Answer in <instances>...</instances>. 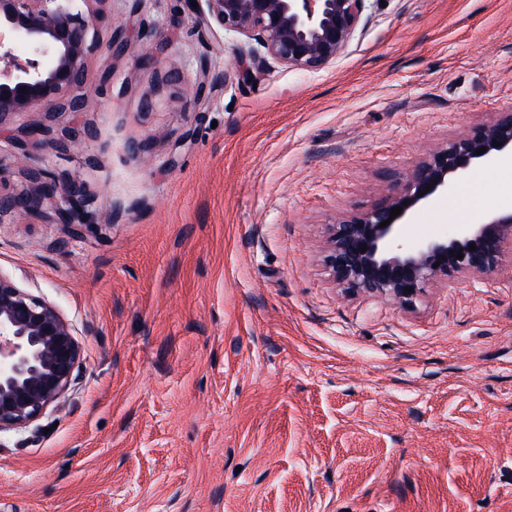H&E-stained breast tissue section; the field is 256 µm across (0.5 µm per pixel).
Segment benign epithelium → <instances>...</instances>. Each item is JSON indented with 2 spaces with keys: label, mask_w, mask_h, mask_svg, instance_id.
Listing matches in <instances>:
<instances>
[{
  "label": "benign epithelium",
  "mask_w": 512,
  "mask_h": 512,
  "mask_svg": "<svg viewBox=\"0 0 512 512\" xmlns=\"http://www.w3.org/2000/svg\"><path fill=\"white\" fill-rule=\"evenodd\" d=\"M82 2L77 6L76 2ZM108 0H0V122L11 114L48 108L82 109L84 59ZM196 33L216 24L241 37L247 53L290 68L320 70L338 58L356 32L366 0H186ZM21 47L27 53L20 55ZM107 47L115 56L131 49L123 30L112 31ZM211 59L199 58L197 80L184 110L193 112L213 87ZM47 130L32 125L13 141L24 158ZM499 142L493 146V142ZM487 151L477 155L481 148ZM512 151V113L471 130L420 161L405 177L387 176V198L370 211L331 227L325 261L338 283L351 291L411 305L426 285L457 273H492L512 251V213L482 224H463L453 238L402 241L403 224L435 196L449 194L474 164H489ZM50 202L49 223L81 233L91 199L74 178L39 173L32 193L0 197V223L18 210ZM403 211L382 228L391 209ZM476 250H469V245ZM463 250V258L456 251ZM438 267H433V264ZM413 292H407L408 288ZM81 360L71 323L52 303L0 273V432L27 429L70 388Z\"/></svg>",
  "instance_id": "obj_1"
}]
</instances>
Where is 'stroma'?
Instances as JSON below:
<instances>
[{
  "label": "stroma",
  "mask_w": 512,
  "mask_h": 512,
  "mask_svg": "<svg viewBox=\"0 0 512 512\" xmlns=\"http://www.w3.org/2000/svg\"><path fill=\"white\" fill-rule=\"evenodd\" d=\"M183 8L108 0L85 108L0 121L1 194L51 169L95 197L78 237L0 224V272L83 353L37 429L0 433V512H512V256L410 306L324 261L386 175L512 113V0H366L335 62L251 78L237 38L172 26ZM118 26L165 37L160 63L111 56ZM204 53L227 80L187 112ZM510 180L506 151L403 236L512 212ZM47 130L40 125H32L21 131V136L12 141L14 146L21 151L24 158L31 155L30 149H37L43 142Z\"/></svg>",
  "instance_id": "1"
}]
</instances>
